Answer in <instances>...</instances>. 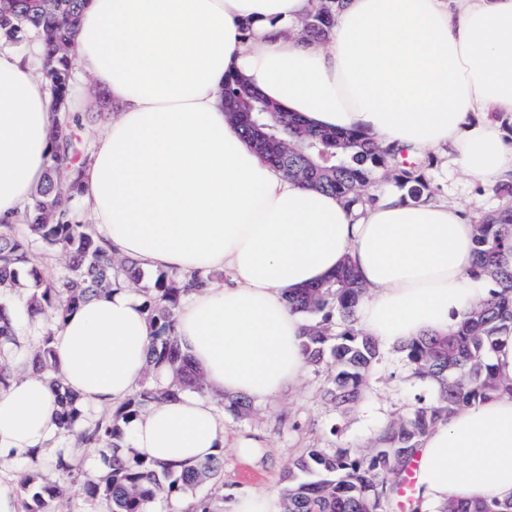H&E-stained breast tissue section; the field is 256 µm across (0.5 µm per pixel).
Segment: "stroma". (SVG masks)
<instances>
[{
    "instance_id": "stroma-1",
    "label": "stroma",
    "mask_w": 512,
    "mask_h": 512,
    "mask_svg": "<svg viewBox=\"0 0 512 512\" xmlns=\"http://www.w3.org/2000/svg\"><path fill=\"white\" fill-rule=\"evenodd\" d=\"M427 175L436 194L465 204L474 214L499 204L491 188L471 182L456 167L447 166L442 156H435ZM382 350L384 359L374 371L368 398L348 413H340L325 398L327 373L309 370L287 395L254 403L247 418L236 421L225 417L230 437L260 435L267 440L266 448L251 457L238 455L231 448L222 449L225 493L236 495L253 490L277 496L289 464L304 449L328 448L337 439L353 448H365L371 432L394 420L412 394L423 388L422 383L405 380L402 356L396 346L386 344ZM334 424L340 428L336 437L329 432Z\"/></svg>"
}]
</instances>
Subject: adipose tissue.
<instances>
[{"label":"adipose tissue","instance_id":"adipose-tissue-1","mask_svg":"<svg viewBox=\"0 0 512 512\" xmlns=\"http://www.w3.org/2000/svg\"><path fill=\"white\" fill-rule=\"evenodd\" d=\"M312 0H83L72 50L71 111L89 76L118 111L94 141L82 197L112 253L142 270L210 276L176 314L205 394L142 409L126 437L156 463L181 466L231 438L212 395L265 401L302 375L306 321L289 295L352 263L366 293L364 334L396 344L447 332L487 293L470 278L475 221L441 198L348 209L335 194L270 165L224 110L226 76L311 124L360 130L410 155L451 154L474 183L512 173L497 114H512V0H348L330 38L286 29ZM25 55L0 48V222L21 219L50 151L49 92ZM150 328L119 287L54 330L56 362L86 404L111 407L137 388ZM54 396L30 376L0 392V466L53 450ZM418 485L434 503L512 500V395L451 415L419 450Z\"/></svg>","mask_w":512,"mask_h":512}]
</instances>
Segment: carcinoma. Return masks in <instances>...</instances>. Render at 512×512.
<instances>
[{
	"label": "carcinoma",
	"instance_id": "cac0c4a2",
	"mask_svg": "<svg viewBox=\"0 0 512 512\" xmlns=\"http://www.w3.org/2000/svg\"><path fill=\"white\" fill-rule=\"evenodd\" d=\"M81 0H3L0 36L12 41L38 38L44 48L45 78L54 107L48 169L31 193L23 214L24 231L0 224V390L19 379L14 363L41 377L56 400L58 452L52 464L58 478L45 482L28 471L19 476L18 512H52L56 500L81 479V469L65 455L67 448L96 450L107 463L105 475L87 481L84 490L95 501L106 500L111 512H153L159 499L180 498L212 482L210 495L195 500L188 512H214L213 500L224 499L223 459L213 456L178 470L146 459L129 461L121 453L128 424L143 407L202 394L205 382L192 366L176 336V312L182 300L205 280L163 272L143 289L144 307L153 332L147 371L133 395L115 410L89 417L79 397L65 385L56 365L53 327L91 298L126 283L144 279L137 263L115 259L89 225L79 220L80 175L90 154L85 124L69 112L71 57ZM346 0H318L306 15L302 37H328ZM224 98L244 107L261 104L267 112L250 113L267 128L255 131L239 120L247 138L271 164L309 186L340 197L347 205L374 204L378 174L390 171L400 198L420 202L434 196L426 177V162L405 160L407 152L382 146L365 133L315 128L300 116L282 112L276 104L253 98V89L237 77L224 80ZM477 261L469 276L494 285L473 304L465 320L446 334L417 336L400 346L406 377L433 386V392L413 394L406 411L394 422L374 430L368 448L358 451L342 444L307 448L288 467L282 489L283 512H399L402 484L425 437L449 415L500 393H512V379L495 368L493 355L512 339V205L484 215L475 224ZM364 288L347 262L329 280L289 297V305L308 317L303 351L309 368L331 373L325 391L341 411L360 403L371 388L382 360L378 343L355 325L354 310ZM406 512H512V500L474 498L448 502L437 510L411 492Z\"/></svg>",
	"mask_w": 512,
	"mask_h": 512
}]
</instances>
